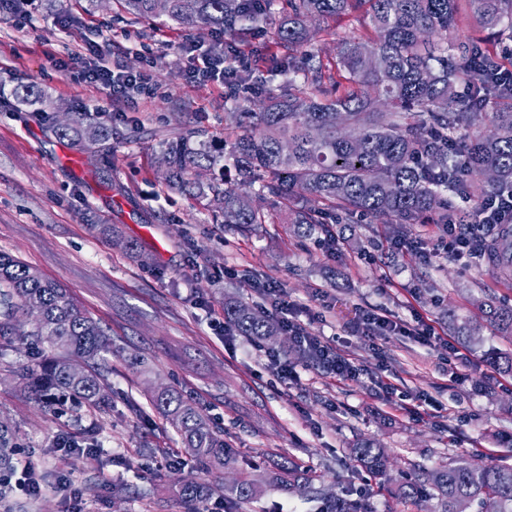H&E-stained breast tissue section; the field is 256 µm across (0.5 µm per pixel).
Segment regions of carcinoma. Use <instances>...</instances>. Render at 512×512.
Segmentation results:
<instances>
[{
    "label": "carcinoma",
    "mask_w": 512,
    "mask_h": 512,
    "mask_svg": "<svg viewBox=\"0 0 512 512\" xmlns=\"http://www.w3.org/2000/svg\"><path fill=\"white\" fill-rule=\"evenodd\" d=\"M136 19L159 16L155 0H121ZM273 0H168L164 16L182 25L216 27L229 36L269 21ZM362 15V32L339 40L336 57L325 60L307 49L309 23ZM274 69L237 70L229 76L230 105L224 108V137L189 131L164 150L170 184L209 200L215 218L245 232L266 224L269 213L248 202L258 188L288 210V223L309 234L328 221L352 224L362 216L393 223L466 224L487 202L512 193V71L505 69L489 39L462 27L491 30L512 40V0H282ZM285 80L259 110L236 99L239 88L264 85L268 76ZM21 103L44 102L24 86ZM48 131L87 153L116 132L107 120L76 112ZM485 271L512 279V224H495L476 245ZM487 321L512 336V305L483 303ZM224 319L252 340L273 336L276 323L238 301L224 302ZM28 348L46 345L53 355L39 370L18 374L38 403L61 395L89 409L106 404V356L112 344L104 329L60 285L44 279L19 259L0 252V349L13 336ZM153 405L179 434L190 455L207 469L235 459L194 404L171 389L152 393ZM356 460L382 475L387 456L372 442L353 449ZM268 484L324 496L327 512H370L347 497L323 494L298 467L283 463ZM211 489L183 480L187 512ZM263 484L241 478L224 486V496L248 502ZM435 493L438 512H512V465L462 459L424 470L402 484L397 495L414 501Z\"/></svg>",
    "instance_id": "cac0c4a2"
}]
</instances>
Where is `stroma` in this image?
Instances as JSON below:
<instances>
[{"label": "stroma", "instance_id": "1", "mask_svg": "<svg viewBox=\"0 0 512 512\" xmlns=\"http://www.w3.org/2000/svg\"><path fill=\"white\" fill-rule=\"evenodd\" d=\"M222 30L171 20H135L118 0H36L0 9V251L67 288L112 340L108 407L58 415L28 398L16 372L35 353L13 341L0 356V419L19 438L14 459L40 464L41 496L0 493V512H185L180 481L213 487L209 512H323L321 500L267 489L251 504L224 500L239 476L265 480L278 464H297L314 486L366 501L372 512H435L436 499L404 503L391 490L418 470L476 453L512 464V376L489 366V350L512 351L490 326L482 302L512 304V281L477 273L440 255L425 260L443 233L411 225L397 251L384 220L351 225L323 248L294 234L282 207L274 221L241 232L216 223L206 200L169 187L158 164L166 143L190 130L224 133L227 90L192 79L182 50L219 49ZM110 66L143 75L134 109L114 111L106 90L83 78L92 46ZM32 86L45 110L97 112L117 129L87 159L49 134L41 114L12 93ZM284 288L290 314L364 373L341 381L315 370L287 332L256 342L225 334L224 299L269 310L251 280ZM376 312L408 327L418 320L447 332L449 316L478 329L459 342L467 364L408 335L366 337L354 330ZM287 356L297 378L282 383L265 353ZM191 397L224 431L233 469L202 468L150 401L151 388ZM94 426L103 448L64 455L61 431ZM371 440L388 467L371 477L351 450ZM70 490L58 487L62 474Z\"/></svg>", "mask_w": 512, "mask_h": 512}]
</instances>
